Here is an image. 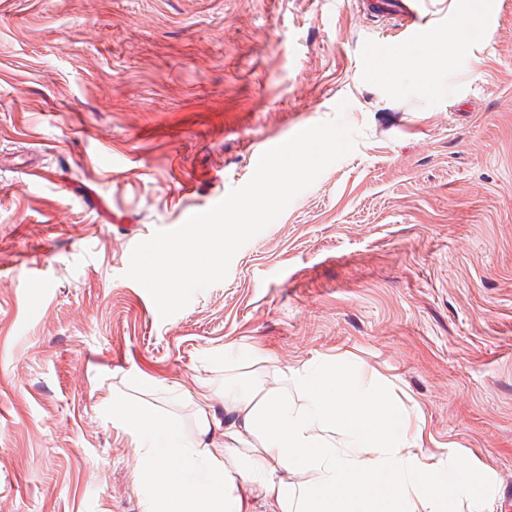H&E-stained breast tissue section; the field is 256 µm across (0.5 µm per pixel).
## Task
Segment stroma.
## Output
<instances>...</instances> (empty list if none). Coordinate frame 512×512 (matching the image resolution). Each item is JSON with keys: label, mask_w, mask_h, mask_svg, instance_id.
Instances as JSON below:
<instances>
[{"label": "stroma", "mask_w": 512, "mask_h": 512, "mask_svg": "<svg viewBox=\"0 0 512 512\" xmlns=\"http://www.w3.org/2000/svg\"><path fill=\"white\" fill-rule=\"evenodd\" d=\"M0 0V512H146L123 395L194 437L201 384L326 364L382 389L460 512L512 489V0ZM414 62L399 65L398 54ZM355 149L161 319L139 240L333 118ZM393 14L399 17L404 27L402 39L406 42H417L425 37L424 18L419 13L417 0H396L386 4Z\"/></svg>", "instance_id": "obj_1"}]
</instances>
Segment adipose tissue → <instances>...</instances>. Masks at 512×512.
Returning <instances> with one entry per match:
<instances>
[{
	"instance_id": "obj_1",
	"label": "adipose tissue",
	"mask_w": 512,
	"mask_h": 512,
	"mask_svg": "<svg viewBox=\"0 0 512 512\" xmlns=\"http://www.w3.org/2000/svg\"><path fill=\"white\" fill-rule=\"evenodd\" d=\"M210 401L199 392L189 440L173 421L113 397V421L142 450L136 477L149 512H457L470 492L466 469L430 466L381 397L336 368L225 386L222 421ZM219 429L220 452L208 442ZM301 470L309 481H294Z\"/></svg>"
}]
</instances>
